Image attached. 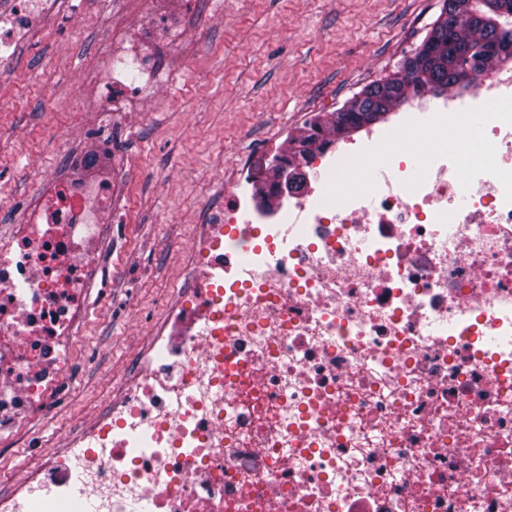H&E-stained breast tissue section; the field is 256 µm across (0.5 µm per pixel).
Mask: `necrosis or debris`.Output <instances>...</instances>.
<instances>
[{"label": "necrosis or debris", "instance_id": "necrosis-or-debris-1", "mask_svg": "<svg viewBox=\"0 0 512 512\" xmlns=\"http://www.w3.org/2000/svg\"><path fill=\"white\" fill-rule=\"evenodd\" d=\"M470 98L365 126L268 205L277 155L236 165L136 380L0 512H79L78 485L93 512H512V73ZM111 197L60 183L0 236V437L54 400Z\"/></svg>", "mask_w": 512, "mask_h": 512}]
</instances>
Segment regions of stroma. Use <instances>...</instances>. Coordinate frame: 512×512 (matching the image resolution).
I'll return each mask as SVG.
<instances>
[{"label": "stroma", "mask_w": 512, "mask_h": 512, "mask_svg": "<svg viewBox=\"0 0 512 512\" xmlns=\"http://www.w3.org/2000/svg\"><path fill=\"white\" fill-rule=\"evenodd\" d=\"M442 0H40L0 60V231L112 178V237L50 413L0 438V490L110 402L236 162L395 75ZM124 93L107 94L109 78ZM96 151L97 163L83 157Z\"/></svg>", "instance_id": "35a3bbf8"}]
</instances>
